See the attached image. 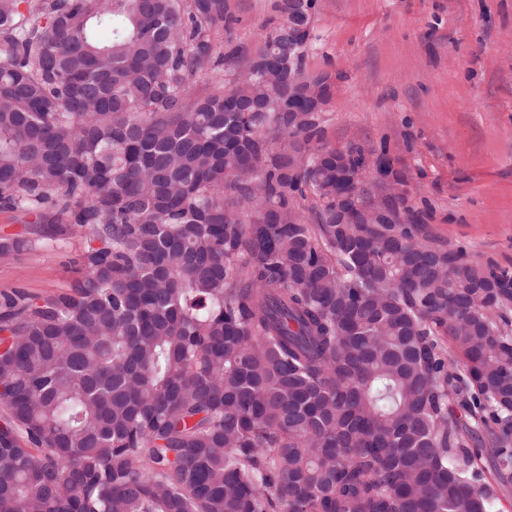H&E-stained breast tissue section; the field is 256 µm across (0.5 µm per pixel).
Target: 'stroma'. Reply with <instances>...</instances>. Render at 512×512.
<instances>
[{"label": "stroma", "instance_id": "stroma-1", "mask_svg": "<svg viewBox=\"0 0 512 512\" xmlns=\"http://www.w3.org/2000/svg\"><path fill=\"white\" fill-rule=\"evenodd\" d=\"M239 22L216 41L252 47L272 0H227ZM305 67L329 74L324 141L385 156L426 244L512 270V0H318ZM0 211V297L69 288L86 239L29 235Z\"/></svg>", "mask_w": 512, "mask_h": 512}]
</instances>
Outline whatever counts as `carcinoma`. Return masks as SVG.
Listing matches in <instances>:
<instances>
[{
  "instance_id": "cac0c4a2",
  "label": "carcinoma",
  "mask_w": 512,
  "mask_h": 512,
  "mask_svg": "<svg viewBox=\"0 0 512 512\" xmlns=\"http://www.w3.org/2000/svg\"><path fill=\"white\" fill-rule=\"evenodd\" d=\"M237 22L0 0V209L90 238L69 289L0 304V512H492L512 274L336 223L323 113L288 111L312 35L221 51Z\"/></svg>"
}]
</instances>
